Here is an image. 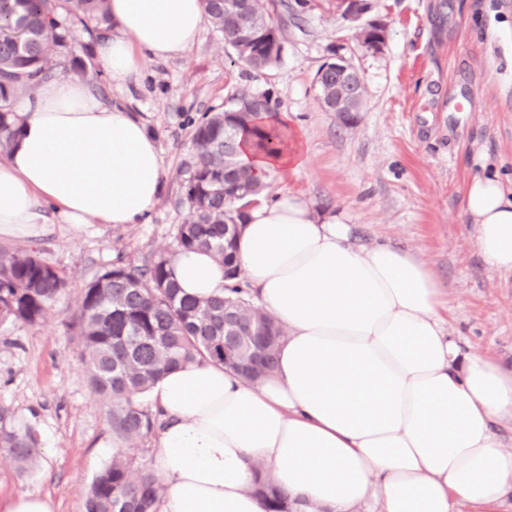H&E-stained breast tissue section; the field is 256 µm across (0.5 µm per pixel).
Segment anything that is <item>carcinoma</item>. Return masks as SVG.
Masks as SVG:
<instances>
[{"label":"carcinoma","mask_w":512,"mask_h":512,"mask_svg":"<svg viewBox=\"0 0 512 512\" xmlns=\"http://www.w3.org/2000/svg\"><path fill=\"white\" fill-rule=\"evenodd\" d=\"M246 13L224 11V0H205L214 28L238 58L262 70L281 59V29L270 18L264 0H247ZM80 24L99 41L112 29L108 0H0V151L8 153L19 133L14 101L33 95L56 76L53 58L72 56L70 70L86 74L85 62L74 56L72 28ZM255 28V39L242 42L239 31ZM386 31L381 22L355 28L363 47ZM320 98L336 99V76L316 79ZM251 95L241 93L221 111L194 124L192 152L185 163L188 177L181 185L189 219L177 225L174 250L160 252L139 266L114 263L82 288L70 325L76 327L81 360L95 392L108 407L112 433L126 441L144 438L155 429L152 415L131 395L143 393L172 368L195 359L233 369L247 363L252 378L276 365L280 332L261 308L254 306L239 285L236 242L228 225L242 221L240 196H257L265 186L255 183L238 160V142L225 143L224 122L235 132L255 130L261 148L277 138L257 126L261 113L238 115ZM204 249L226 269L230 284L218 298L180 295L170 263L182 250ZM67 288L64 276L30 250L0 249V321L41 324ZM232 316L234 335L250 337L249 346L224 356V314ZM0 451L22 471L37 454L34 432L21 429L0 413ZM163 486L156 473L135 456L116 455L94 479L85 512H154ZM254 492L266 512H289L287 498L270 484Z\"/></svg>","instance_id":"carcinoma-1"}]
</instances>
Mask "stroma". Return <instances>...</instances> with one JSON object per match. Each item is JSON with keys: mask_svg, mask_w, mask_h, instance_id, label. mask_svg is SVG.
Instances as JSON below:
<instances>
[{"mask_svg": "<svg viewBox=\"0 0 512 512\" xmlns=\"http://www.w3.org/2000/svg\"><path fill=\"white\" fill-rule=\"evenodd\" d=\"M370 2L371 18L387 25L377 53L356 46L336 0H271L284 50L263 71L238 61L210 25L190 51L145 62L119 87L97 55L86 57L92 91L155 134L164 190L142 224L76 227L51 211L41 235L0 237V248L38 250L68 282L46 323L0 322V409L34 431L38 449L23 472L0 457L1 499L28 491L51 496L58 512H85L92 481L115 450L107 407L68 321L96 273L172 249L175 227L188 219L179 198L192 121L240 90L269 97L307 141L308 165L272 178L267 198L302 194L318 215L349 224L355 244L385 242L417 255L448 294V330L459 345L512 365V278L487 268L471 225L459 219L465 187L480 171L476 154L512 174V37L488 34L512 22V0ZM338 54L364 77L365 108L348 125L322 108L315 85Z\"/></svg>", "mask_w": 512, "mask_h": 512, "instance_id": "35a3bbf8", "label": "stroma"}]
</instances>
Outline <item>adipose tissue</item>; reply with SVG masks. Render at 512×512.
Returning <instances> with one entry per match:
<instances>
[{"instance_id":"obj_1","label":"adipose tissue","mask_w":512,"mask_h":512,"mask_svg":"<svg viewBox=\"0 0 512 512\" xmlns=\"http://www.w3.org/2000/svg\"><path fill=\"white\" fill-rule=\"evenodd\" d=\"M112 34L95 52L112 81L146 59L189 51L204 0H109ZM20 133L0 158V236L39 235L45 206L67 223L140 224L163 189L154 136L88 84L43 83L16 106ZM267 152L241 134L240 158L268 182L306 166L308 147L287 115L263 120ZM459 218L488 267L512 275V179L478 158ZM242 278L284 332L274 373L247 381L208 361L162 376L145 394L161 413L157 512H264L265 476L291 512H495L512 493V448L493 430L512 422V368L462 351L446 327L443 290L416 255L354 246L336 217L303 195L258 200L244 214ZM183 294L221 296L223 266L178 253Z\"/></svg>"}]
</instances>
